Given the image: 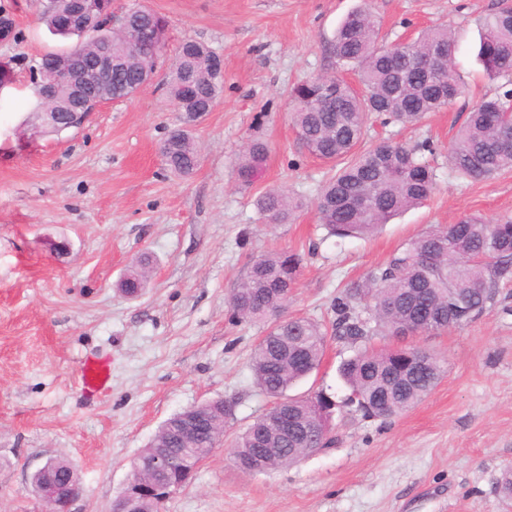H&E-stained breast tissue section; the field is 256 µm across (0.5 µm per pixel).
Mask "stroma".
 I'll list each match as a JSON object with an SVG mask.
<instances>
[{"label":"stroma","mask_w":512,"mask_h":512,"mask_svg":"<svg viewBox=\"0 0 512 512\" xmlns=\"http://www.w3.org/2000/svg\"><path fill=\"white\" fill-rule=\"evenodd\" d=\"M134 3L167 19L165 59L194 40L224 60V90L196 131L202 161L186 179L170 174L158 150L177 114L155 82L102 104L80 127L18 135L34 101L32 66L68 43L39 21V0H0L19 31L0 42V60L12 62L0 89V512H41L30 477L52 455L80 475L71 512H109L163 422L216 398L235 404L224 441L162 512H512L499 491L512 467V281L465 326L377 340L426 349L443 367L419 404L385 421L344 406L349 390L338 368L352 350L330 333L339 289L409 239L465 215L512 218V170L459 180L447 159L488 83L477 20L504 0H115L114 8ZM364 7L389 44L452 26L464 92L417 125L370 128L369 146L430 142L437 190L378 235L338 241L315 206L329 166L301 147L290 91L329 73V37ZM252 138L269 153L263 173L245 184L236 165ZM280 189L303 206L289 223L266 225L256 200ZM280 248L304 255L289 314L328 332L321 365L291 393L335 399V442L249 474L230 449L270 405L250 368L262 327L236 322L229 296L253 257ZM143 258L149 282L126 296L117 283ZM89 357L111 374L92 396L80 380Z\"/></svg>","instance_id":"35a3bbf8"}]
</instances>
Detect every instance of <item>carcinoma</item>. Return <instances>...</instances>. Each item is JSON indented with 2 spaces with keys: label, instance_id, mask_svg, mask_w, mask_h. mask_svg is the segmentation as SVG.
Masks as SVG:
<instances>
[{
  "label": "carcinoma",
  "instance_id": "carcinoma-1",
  "mask_svg": "<svg viewBox=\"0 0 512 512\" xmlns=\"http://www.w3.org/2000/svg\"><path fill=\"white\" fill-rule=\"evenodd\" d=\"M83 24L112 43V70L89 67V79L81 93L119 100L132 96L151 80L154 51L133 50L135 36H156L164 48L166 22L153 11L134 8L127 29H105L106 0H86ZM72 0H45L41 20L55 35L76 38L75 46L91 54L94 48L79 29L66 26ZM480 59L492 80L488 91L472 106L464 125L448 146L449 169L460 179L490 180L512 170V150L499 148L503 132L512 128V6H504L481 21ZM0 36L17 38L12 14L0 6ZM456 39L444 26L425 31L410 43L384 45L379 42V21L368 9L348 14L330 41L335 69L352 71L360 88L334 75L301 81L291 94L292 120L301 146L313 157L332 165L335 173L323 185L316 202L320 223L337 238L374 234L398 213L431 198L436 189L433 169L422 160L432 151L425 142L412 148L382 141L362 150L369 120L409 125L427 113L438 112L459 94L453 68ZM433 50L448 52V63L423 71L416 60ZM216 53L205 45L184 41L169 71L163 77L167 94L179 114V125L161 143L160 152L168 169L188 178L200 166L194 133L206 113L213 110L223 92L224 74L211 68ZM61 78L57 98L70 107L76 102L74 89L62 78L70 67V56L54 54ZM38 104L29 113L27 125L42 133L60 134V124L45 127ZM267 157V146L252 140L244 147L238 174L255 178ZM300 203L280 191H269L257 201L265 223L286 224ZM302 254L288 249L271 251L250 260L246 274L230 296L235 319L258 323L263 331L253 347L250 367L257 388L274 405L254 419L231 448L234 461L246 463L251 453L263 447L256 424L272 420L279 399L298 381L303 369L317 368L324 354V333L305 317L278 320L295 287ZM512 278V218L488 224L466 216L440 225L398 248L385 263L372 269L361 282L345 285L336 298L335 336L353 347L339 372L349 388L345 404L364 415L391 419L415 406L437 384L442 369L437 358L423 351L429 365L408 371L401 378L395 364L419 351L417 347L377 349L372 341L396 336L446 330L467 324L491 305L499 283ZM143 268L120 282L129 295L145 287ZM335 406L321 392L295 402L297 423L294 437L283 449L269 455L266 469L287 466L304 458L310 450L308 437L318 432L320 407Z\"/></svg>",
  "mask_w": 512,
  "mask_h": 512
}]
</instances>
